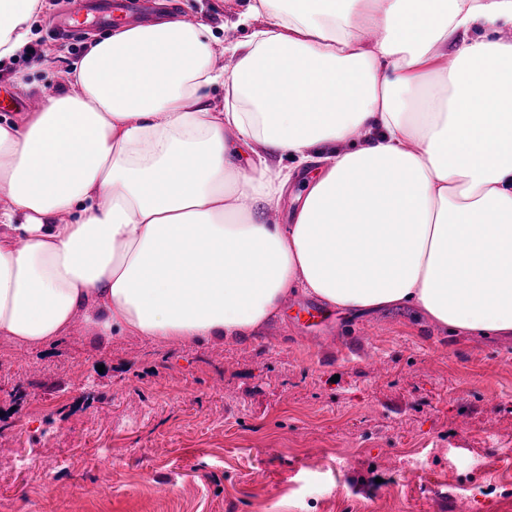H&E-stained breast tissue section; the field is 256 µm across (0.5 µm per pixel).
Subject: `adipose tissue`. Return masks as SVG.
I'll list each match as a JSON object with an SVG mask.
<instances>
[{"label":"adipose tissue","instance_id":"ef3b65f1","mask_svg":"<svg viewBox=\"0 0 512 512\" xmlns=\"http://www.w3.org/2000/svg\"><path fill=\"white\" fill-rule=\"evenodd\" d=\"M38 2L0 0V60ZM244 17L231 70L206 25L127 23L0 123V342L43 350L78 320L102 340H242L297 291L512 336V0ZM311 167L292 223H267Z\"/></svg>","mask_w":512,"mask_h":512}]
</instances>
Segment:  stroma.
Returning <instances> with one entry per match:
<instances>
[{
  "instance_id": "35a3bbf8",
  "label": "stroma",
  "mask_w": 512,
  "mask_h": 512,
  "mask_svg": "<svg viewBox=\"0 0 512 512\" xmlns=\"http://www.w3.org/2000/svg\"><path fill=\"white\" fill-rule=\"evenodd\" d=\"M0 66L16 106L59 92L103 34L50 32ZM225 44L251 30L243 0H188ZM29 73L27 86L14 80ZM289 296L256 336L224 343L93 340L82 324L32 368L0 358V506L46 512H512V337L453 334L415 311L307 313ZM54 435L41 448L42 432ZM421 470L409 471L412 454Z\"/></svg>"
}]
</instances>
